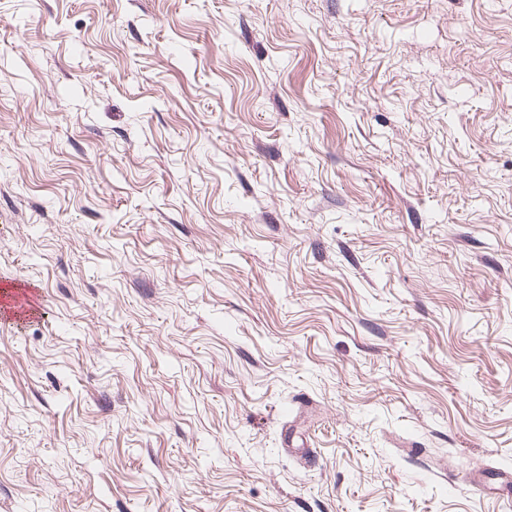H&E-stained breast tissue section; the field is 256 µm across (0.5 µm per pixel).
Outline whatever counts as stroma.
Masks as SVG:
<instances>
[{
  "label": "stroma",
  "mask_w": 512,
  "mask_h": 512,
  "mask_svg": "<svg viewBox=\"0 0 512 512\" xmlns=\"http://www.w3.org/2000/svg\"><path fill=\"white\" fill-rule=\"evenodd\" d=\"M22 284L0 512H512V0H0Z\"/></svg>",
  "instance_id": "1"
}]
</instances>
